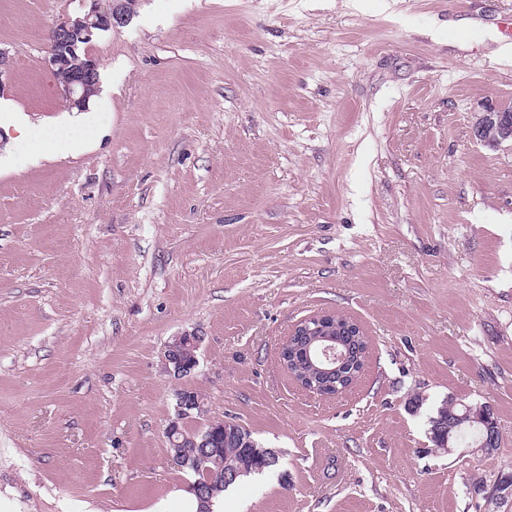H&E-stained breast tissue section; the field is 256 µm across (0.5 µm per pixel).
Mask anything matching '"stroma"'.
<instances>
[{"instance_id":"1","label":"stroma","mask_w":512,"mask_h":512,"mask_svg":"<svg viewBox=\"0 0 512 512\" xmlns=\"http://www.w3.org/2000/svg\"><path fill=\"white\" fill-rule=\"evenodd\" d=\"M81 11L0 0V512H195L165 434L181 387L204 402L182 427L279 456L223 512H512L485 497L512 474V142L472 134L512 109V0H140L88 45L80 111L46 58ZM321 311L369 342L331 399L278 360ZM448 402L494 407L491 456L434 446ZM187 340L175 341L172 338L169 343L174 345L175 348L181 352L188 360L191 359V350L189 345H186ZM176 352L174 348L166 346L162 355V364L164 371L177 379H182L190 376L195 372L199 366V359L195 356L194 360L190 363L184 356Z\"/></svg>"}]
</instances>
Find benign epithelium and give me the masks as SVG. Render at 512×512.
<instances>
[{
	"label": "benign epithelium",
	"instance_id": "obj_1",
	"mask_svg": "<svg viewBox=\"0 0 512 512\" xmlns=\"http://www.w3.org/2000/svg\"><path fill=\"white\" fill-rule=\"evenodd\" d=\"M87 9L75 18H63L50 28L48 33L47 62L53 73L60 75L58 88L61 97L71 108L83 110L99 90L98 66L87 53L80 54L81 46L91 42L94 33L115 30L127 25L130 14L126 0H82ZM473 136L484 144H500L512 141V112L504 109H489L479 115L473 125ZM347 355L333 344L316 349V359L322 364L342 365ZM164 371L177 379L190 376L199 366V359L187 361L174 348L165 347L162 355ZM176 420L167 430L179 427V423L193 409L202 410L198 399H189L183 394L175 395ZM463 418L481 426L484 436L474 448L484 456L494 453L498 447L499 428L494 410L490 405L476 409L467 406Z\"/></svg>",
	"mask_w": 512,
	"mask_h": 512
}]
</instances>
